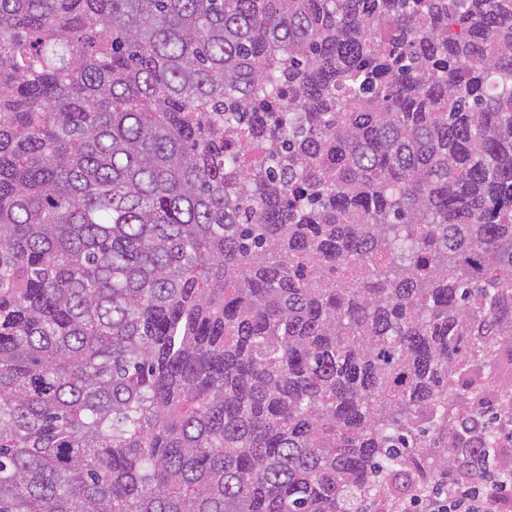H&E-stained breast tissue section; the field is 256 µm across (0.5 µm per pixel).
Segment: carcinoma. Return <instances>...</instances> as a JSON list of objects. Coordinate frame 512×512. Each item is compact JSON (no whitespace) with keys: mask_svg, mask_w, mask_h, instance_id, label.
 Returning <instances> with one entry per match:
<instances>
[{"mask_svg":"<svg viewBox=\"0 0 512 512\" xmlns=\"http://www.w3.org/2000/svg\"><path fill=\"white\" fill-rule=\"evenodd\" d=\"M512 434V0H0V512H353Z\"/></svg>","mask_w":512,"mask_h":512,"instance_id":"obj_1","label":"carcinoma"}]
</instances>
